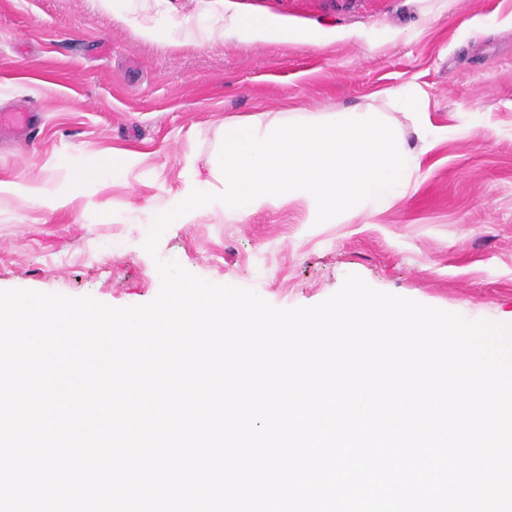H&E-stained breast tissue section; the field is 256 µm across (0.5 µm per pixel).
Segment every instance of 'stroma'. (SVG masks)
<instances>
[{"instance_id": "1", "label": "stroma", "mask_w": 512, "mask_h": 512, "mask_svg": "<svg viewBox=\"0 0 512 512\" xmlns=\"http://www.w3.org/2000/svg\"><path fill=\"white\" fill-rule=\"evenodd\" d=\"M409 84L433 131L413 194L335 224L300 199L215 208L144 250L158 211L209 179L226 118L383 107ZM22 106L31 133L0 129V290L142 305L160 257L278 308L356 274L512 322V0H0V112Z\"/></svg>"}]
</instances>
